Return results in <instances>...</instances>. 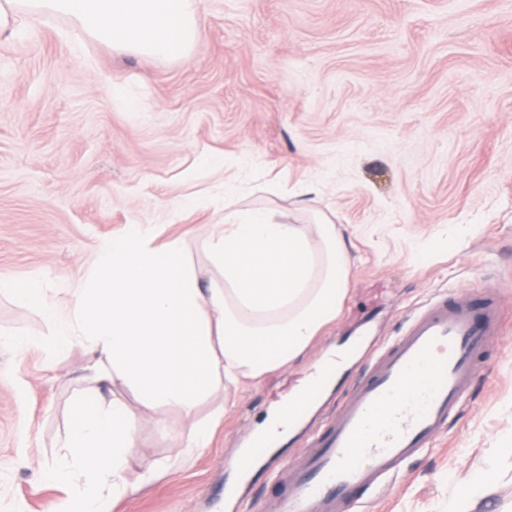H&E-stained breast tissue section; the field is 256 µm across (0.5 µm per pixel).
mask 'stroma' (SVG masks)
I'll return each instance as SVG.
<instances>
[{
  "mask_svg": "<svg viewBox=\"0 0 512 512\" xmlns=\"http://www.w3.org/2000/svg\"><path fill=\"white\" fill-rule=\"evenodd\" d=\"M199 36L169 60L94 40L46 15L0 40V276L44 275L51 294L99 245L149 224L182 240L199 270L224 205L297 219L299 194L349 237L348 294L307 357L199 411L221 413L208 448L184 453L179 411L140 416L124 479L105 512H254L270 468L294 459L342 400L322 394L281 451L250 476L242 441L355 336L387 341L437 295L497 292L503 334L486 349L447 431L367 512H448L459 477L485 471L472 512H512V0H193ZM121 81L135 108L112 92ZM33 336L20 352L11 342ZM34 309L0 295V512H64L52 470L96 357L58 352ZM155 480L146 492L136 484Z\"/></svg>",
  "mask_w": 512,
  "mask_h": 512,
  "instance_id": "1",
  "label": "stroma"
}]
</instances>
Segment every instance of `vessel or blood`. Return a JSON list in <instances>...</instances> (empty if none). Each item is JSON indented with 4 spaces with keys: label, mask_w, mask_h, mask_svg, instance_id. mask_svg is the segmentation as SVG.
Returning <instances> with one entry per match:
<instances>
[{
    "label": "vessel or blood",
    "mask_w": 512,
    "mask_h": 512,
    "mask_svg": "<svg viewBox=\"0 0 512 512\" xmlns=\"http://www.w3.org/2000/svg\"><path fill=\"white\" fill-rule=\"evenodd\" d=\"M503 320L498 298L485 292L443 294L410 317L258 512H353L383 495L447 429Z\"/></svg>",
    "instance_id": "b4317fda"
}]
</instances>
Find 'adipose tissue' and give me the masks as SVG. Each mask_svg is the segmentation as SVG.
<instances>
[{
  "mask_svg": "<svg viewBox=\"0 0 512 512\" xmlns=\"http://www.w3.org/2000/svg\"><path fill=\"white\" fill-rule=\"evenodd\" d=\"M30 23L47 12L74 19L113 48L165 59L186 54L199 24L190 0H0V35H16L14 17ZM149 225L134 224L106 240L78 273L67 300L47 294L45 280L0 278V289L43 314L56 345L85 340L102 359L100 385L127 387L146 406L178 410L176 447H208L211 424L197 409L216 389L256 386L302 360L346 296L349 247L325 221H280L266 207L224 212L204 246L212 277L202 278L182 242L151 244ZM140 421L126 403L81 397L66 446L73 487L69 512H99L98 477L126 493L123 472Z\"/></svg>",
  "mask_w": 512,
  "mask_h": 512,
  "instance_id": "1",
  "label": "adipose tissue"
}]
</instances>
